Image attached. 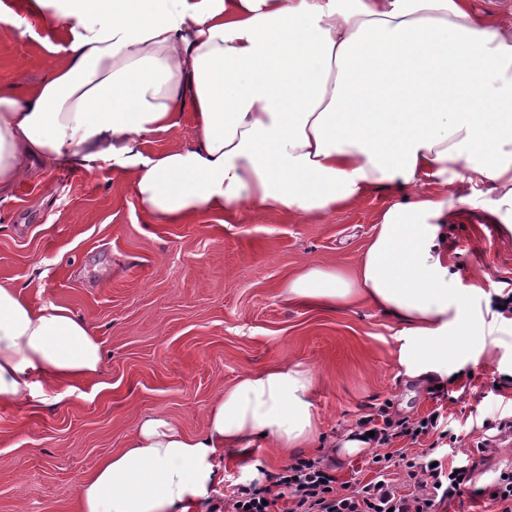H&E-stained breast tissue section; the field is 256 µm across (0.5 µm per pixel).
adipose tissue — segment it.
Instances as JSON below:
<instances>
[{"instance_id": "obj_1", "label": "adipose tissue", "mask_w": 512, "mask_h": 512, "mask_svg": "<svg viewBox=\"0 0 512 512\" xmlns=\"http://www.w3.org/2000/svg\"><path fill=\"white\" fill-rule=\"evenodd\" d=\"M65 19V62L26 93L0 87V193L35 162L108 167L177 224L244 208L318 218L385 190L355 273L304 268L289 296L394 315L398 373L422 388L512 334L449 295L444 249L459 208L512 224V29L470 0H80ZM185 126L184 145L148 151ZM100 367L82 318L0 285L1 404L63 400ZM315 383L299 362L252 372L195 436L145 419L81 482L77 512H191L218 451L316 441Z\"/></svg>"}]
</instances>
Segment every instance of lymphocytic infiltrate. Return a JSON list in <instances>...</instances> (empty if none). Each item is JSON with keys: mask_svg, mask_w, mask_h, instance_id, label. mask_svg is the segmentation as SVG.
I'll return each instance as SVG.
<instances>
[{"mask_svg": "<svg viewBox=\"0 0 512 512\" xmlns=\"http://www.w3.org/2000/svg\"><path fill=\"white\" fill-rule=\"evenodd\" d=\"M389 409V404H380L356 422L375 447L369 481L342 482L324 458L297 457L276 475L272 487L233 488L230 512H437L470 477L464 467L452 472L434 462L435 449L456 443L457 436L445 428L439 410L422 419L396 420ZM429 435L434 438L431 448L413 452V445ZM399 438L406 445L397 449L393 443ZM389 448L394 451L390 457L385 454Z\"/></svg>", "mask_w": 512, "mask_h": 512, "instance_id": "1", "label": "lymphocytic infiltrate"}]
</instances>
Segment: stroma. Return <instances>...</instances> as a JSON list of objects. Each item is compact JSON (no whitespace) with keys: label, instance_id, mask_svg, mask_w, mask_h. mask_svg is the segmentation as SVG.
<instances>
[{"label":"stroma","instance_id":"stroma-1","mask_svg":"<svg viewBox=\"0 0 512 512\" xmlns=\"http://www.w3.org/2000/svg\"><path fill=\"white\" fill-rule=\"evenodd\" d=\"M70 0H40L39 15L12 19L16 0H0V85L23 92L58 67L65 43L41 15L62 14ZM387 193L319 219L248 211L219 223L203 215L156 223L126 179L109 169L61 164L0 195V284L33 305L68 309L102 345L98 376L78 382L62 402L0 404V512H74L80 481L151 416L201 433L224 389L247 374L287 361L317 375L313 402L326 444L335 445L340 481L365 482L371 446L343 447L357 419L392 401L393 416L442 408L458 435L456 462L471 480L439 512H486L478 489L493 483L512 443L477 451L484 420L512 409V340L487 346L477 364L452 376L434 398L397 374V319L370 305L312 306L284 287L303 265L352 270ZM448 288L468 292L481 273L485 290L512 293V228L463 208L448 220ZM260 461L267 477L291 455L257 441L220 460L211 512Z\"/></svg>","mask_w":512,"mask_h":512}]
</instances>
